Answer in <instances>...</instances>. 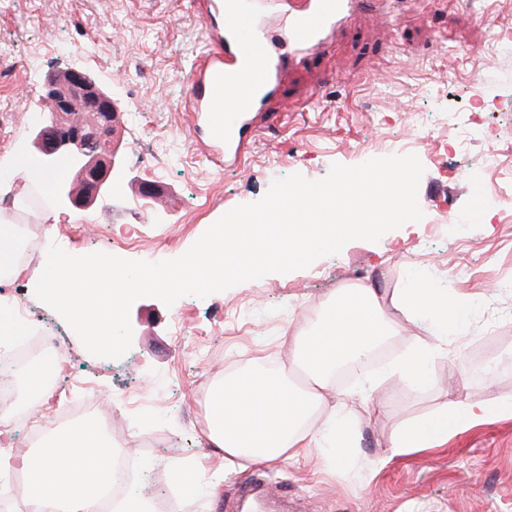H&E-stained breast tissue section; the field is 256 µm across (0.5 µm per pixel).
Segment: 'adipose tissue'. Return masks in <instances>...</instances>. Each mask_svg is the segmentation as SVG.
I'll list each match as a JSON object with an SVG mask.
<instances>
[{
	"mask_svg": "<svg viewBox=\"0 0 512 512\" xmlns=\"http://www.w3.org/2000/svg\"><path fill=\"white\" fill-rule=\"evenodd\" d=\"M451 308V320H436L440 332L463 335L469 325L466 300L419 280L405 289L394 308L380 302L369 286L340 289L326 314L306 332L293 336L288 363L274 373L245 371L214 383L208 396L206 440L221 449L224 463L245 468L287 461L309 449L353 441L356 429L345 401L336 397L335 372L346 362L364 363L384 337L392 335V309L415 315ZM327 410L322 426L313 417ZM512 415V404L473 407L453 404L409 436L393 440L391 453L407 454L444 441L464 423ZM115 449L102 429L85 423L73 430L47 431V446L30 463L28 481L18 490L27 512H96L99 491L112 479Z\"/></svg>",
	"mask_w": 512,
	"mask_h": 512,
	"instance_id": "obj_1",
	"label": "adipose tissue"
}]
</instances>
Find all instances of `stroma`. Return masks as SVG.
Instances as JSON below:
<instances>
[{"instance_id":"35a3bbf8","label":"stroma","mask_w":512,"mask_h":512,"mask_svg":"<svg viewBox=\"0 0 512 512\" xmlns=\"http://www.w3.org/2000/svg\"><path fill=\"white\" fill-rule=\"evenodd\" d=\"M512 0H391L388 15L356 10L324 47L289 61L273 121L261 124L231 167L209 160L206 133L188 130L186 100L205 19L196 0H0V163L33 154V112L50 77L89 74L119 109L112 133L111 188L88 208L54 199L27 205L31 188L0 178V217L36 227L39 246L19 260L27 275L0 286V303L25 300L33 318L58 314L35 286L50 244L67 253L140 260L155 249L183 255L227 211L260 200L273 181L324 178L332 165L416 155L423 218L354 240L289 273H270L173 305L154 297L129 312L132 345L118 360L89 353L63 327L67 368L43 405L46 419L88 381L112 420L115 448L143 457L135 489L161 512H240L261 482L296 512H512V417L461 425L444 444L391 455V441L448 403L512 402V203L474 208L472 167L492 151L499 172L486 191L512 192ZM293 105L280 113L281 103ZM452 142L448 153L439 141ZM147 202L148 216L138 205ZM135 230L140 247L113 248ZM424 278L473 304L469 332L430 358L427 387L394 372L416 339L433 340L430 314H398L386 356L337 383L350 397L358 435L351 446L245 470L225 467L205 438L206 400L220 377L285 364L289 342L340 288L374 284L387 297ZM489 364V377L475 373ZM202 468L200 489L185 476Z\"/></svg>"}]
</instances>
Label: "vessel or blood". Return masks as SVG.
I'll return each mask as SVG.
<instances>
[{"label": "vessel or blood", "mask_w": 512, "mask_h": 512, "mask_svg": "<svg viewBox=\"0 0 512 512\" xmlns=\"http://www.w3.org/2000/svg\"><path fill=\"white\" fill-rule=\"evenodd\" d=\"M357 2L306 0L295 8L286 0H207V47L189 109L211 126L225 161L239 155L248 118L274 95L286 57L318 51L336 26L351 18ZM273 11L282 17L276 34L266 22Z\"/></svg>", "instance_id": "1"}]
</instances>
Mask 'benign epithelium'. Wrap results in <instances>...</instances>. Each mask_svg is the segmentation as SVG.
Returning a JSON list of instances; mask_svg holds the SVG:
<instances>
[{
  "label": "benign epithelium",
  "instance_id": "obj_1",
  "mask_svg": "<svg viewBox=\"0 0 512 512\" xmlns=\"http://www.w3.org/2000/svg\"><path fill=\"white\" fill-rule=\"evenodd\" d=\"M78 105L92 114L91 122L77 123L68 119ZM42 114L34 147L44 166L52 168L58 155L67 154L73 163L75 178L85 187L82 194L76 195L70 184L62 183L57 188L58 196L81 207L105 193L112 172V123L118 117L112 97L86 73L71 70L50 80Z\"/></svg>",
  "mask_w": 512,
  "mask_h": 512
}]
</instances>
